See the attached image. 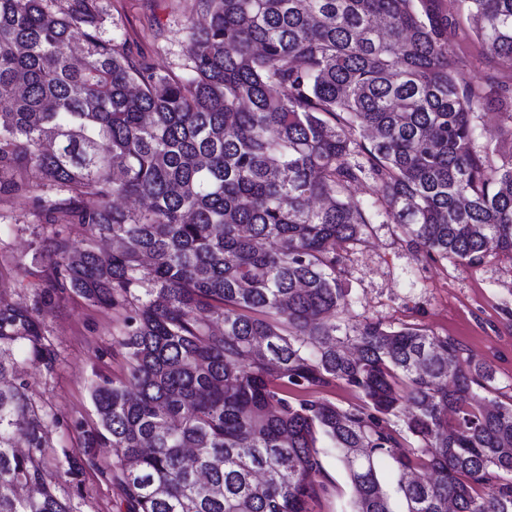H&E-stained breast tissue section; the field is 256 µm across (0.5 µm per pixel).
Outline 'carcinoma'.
<instances>
[{
  "instance_id": "cac0c4a2",
  "label": "carcinoma",
  "mask_w": 512,
  "mask_h": 512,
  "mask_svg": "<svg viewBox=\"0 0 512 512\" xmlns=\"http://www.w3.org/2000/svg\"><path fill=\"white\" fill-rule=\"evenodd\" d=\"M437 2L194 0L177 74L106 36L99 0H0V196L38 187L47 223L114 244L57 236L45 257L126 311V376L91 399L127 512H309L323 448L351 512H512V403L476 391L493 368L345 319L336 251L376 217L430 258L512 255V145L476 139L493 105L512 141V84L450 64ZM458 2L486 62L512 65V0ZM18 341L50 362L34 312L0 306V377ZM336 384L357 402L298 396ZM48 427L0 385V512H78Z\"/></svg>"
}]
</instances>
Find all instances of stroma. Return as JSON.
Listing matches in <instances>:
<instances>
[{
	"label": "stroma",
	"mask_w": 512,
	"mask_h": 512,
	"mask_svg": "<svg viewBox=\"0 0 512 512\" xmlns=\"http://www.w3.org/2000/svg\"><path fill=\"white\" fill-rule=\"evenodd\" d=\"M106 14V33H119L132 53L157 66L181 71L186 18L201 21L193 0H100ZM452 17L453 65L466 70L476 83L484 82L482 48L472 35L470 18L458 12L456 0H440ZM70 238L83 246L86 231L75 224L45 223L33 196L0 197V304L36 309L44 342L54 360L44 366L31 359L27 345L12 348L16 381L25 382L35 410L56 422L46 433L45 461L54 466L64 454L86 461L79 480L56 482L60 497L72 500L79 512H127L119 488L105 479L112 467L111 448L88 443L97 423L90 386L97 377L121 379L126 371L119 311L87 301L67 288L44 300L47 261L41 249L51 235ZM342 280L349 290L347 319L367 320L398 328L412 325L432 336L458 340L467 356L495 371L487 399L512 400V259L492 253L481 264L427 259L404 242L396 225L374 219L366 235L341 251ZM325 492L311 512H348L350 489L343 469L323 453Z\"/></svg>",
	"instance_id": "obj_1"
}]
</instances>
